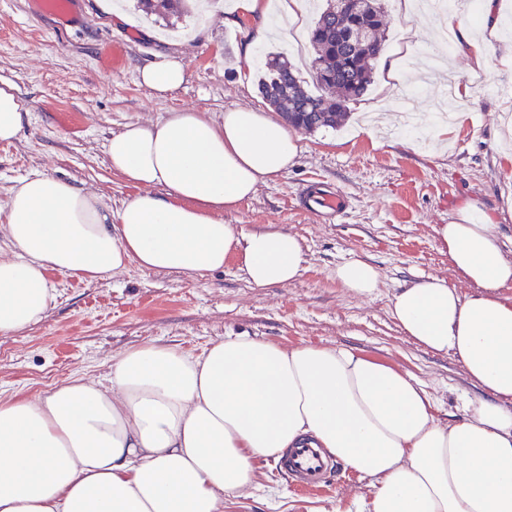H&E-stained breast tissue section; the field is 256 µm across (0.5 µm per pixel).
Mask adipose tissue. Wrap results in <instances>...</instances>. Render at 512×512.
<instances>
[{"label":"adipose tissue","mask_w":512,"mask_h":512,"mask_svg":"<svg viewBox=\"0 0 512 512\" xmlns=\"http://www.w3.org/2000/svg\"><path fill=\"white\" fill-rule=\"evenodd\" d=\"M255 44L298 32L302 0H236ZM162 97L185 80L167 57L144 66ZM29 106L0 81V141ZM113 170L137 192L103 195L45 172L0 206V333L42 320L53 273L90 283L125 272L189 277L239 261L254 287H284L306 261L283 226L242 232L224 216L294 166L298 138L246 106L220 118L174 109L108 140ZM434 231L475 292L431 275L398 290L391 315L423 349L452 353L480 396L440 422L410 374L340 346L228 336L201 352L150 343L106 357L102 375L70 377L34 397H0V512H224L256 481L255 462L303 439L368 477V512H512V284L497 225L474 205ZM339 285L372 295L378 269L337 265Z\"/></svg>","instance_id":"adipose-tissue-1"}]
</instances>
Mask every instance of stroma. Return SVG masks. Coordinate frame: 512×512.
<instances>
[{
  "mask_svg": "<svg viewBox=\"0 0 512 512\" xmlns=\"http://www.w3.org/2000/svg\"><path fill=\"white\" fill-rule=\"evenodd\" d=\"M76 0L78 30L61 31L38 13L35 0H0V79L31 104L18 139L0 143V203L8 189L44 171L97 191L120 205L136 189L110 166L106 144L126 123L151 121L173 109L219 116L233 105L263 107L258 72L242 73L245 43L255 20L225 21L232 0L198 9L188 0L178 17L143 20L136 0ZM386 42L374 81L337 128L300 132L297 161L257 195L225 214L251 231L281 224L302 242L306 261L291 285L255 288L235 261L190 279L129 268L98 284L51 274L58 293L48 316L15 333L0 334V395H34L78 373L99 374L107 356L149 342L201 351L227 336H251L288 347L345 346L410 373L445 422L460 414L479 390L449 355L417 347L390 313L391 299L408 282L442 275L461 293L472 287L442 253L434 225L454 220L474 203L512 238V34L502 35L485 65L452 50L446 68L462 92L460 117L440 129L432 117L442 87L412 95L400 79L404 57L417 62L437 53V17L420 11L399 16L386 0ZM123 39L120 61L110 48ZM181 53L182 85L155 96L139 70L160 56ZM429 116L421 134L404 132L402 113ZM376 112L389 113L385 124ZM341 189L346 212L315 223L300 207L308 184ZM363 258L379 270L381 286L355 296L334 277L338 264ZM246 494L224 498V512H367L368 479L343 470L321 488L291 485L272 459Z\"/></svg>",
  "mask_w": 512,
  "mask_h": 512,
  "instance_id": "obj_1",
  "label": "stroma"
}]
</instances>
